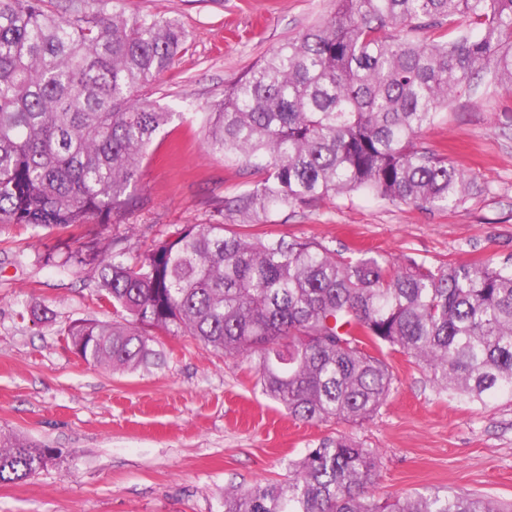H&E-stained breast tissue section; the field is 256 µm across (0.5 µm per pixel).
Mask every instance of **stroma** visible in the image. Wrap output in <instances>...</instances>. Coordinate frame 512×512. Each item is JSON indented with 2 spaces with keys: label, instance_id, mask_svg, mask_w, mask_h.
<instances>
[{
  "label": "stroma",
  "instance_id": "obj_1",
  "mask_svg": "<svg viewBox=\"0 0 512 512\" xmlns=\"http://www.w3.org/2000/svg\"><path fill=\"white\" fill-rule=\"evenodd\" d=\"M130 13L176 20L188 35L154 84L161 104L200 107L256 61L326 19L330 0H125ZM472 183L461 205L429 210L362 193L274 212L249 234L307 240L432 266L512 261V93L479 87L423 136ZM209 155L197 124L173 123L143 161L142 208L66 229L0 224V433L55 449L48 466L0 483V512H224L227 485L283 477L286 460L346 432L379 449L383 492L440 486L512 500V404L438 394L400 352L386 356L396 390L370 421L293 418L266 398L241 360L193 338L158 333L164 362L133 373L94 366L66 342L71 323L109 322L90 266L68 254L99 241L135 259L192 224L224 216L218 200L257 181ZM47 309L35 319L31 308Z\"/></svg>",
  "mask_w": 512,
  "mask_h": 512
}]
</instances>
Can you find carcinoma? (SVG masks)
<instances>
[{"mask_svg": "<svg viewBox=\"0 0 512 512\" xmlns=\"http://www.w3.org/2000/svg\"><path fill=\"white\" fill-rule=\"evenodd\" d=\"M120 0H0V224L108 223L156 137L199 122L207 151L264 177L223 200L239 225L364 192L446 209L465 174L420 139L474 80L512 91V0H334L208 110L171 112L148 91L187 34ZM459 19L452 38L430 33ZM118 319L73 322L84 361L155 364L152 328L247 362L262 392L307 422L362 423L395 391L383 348L413 358L440 393L512 402V262L429 266L345 257L312 241L252 239L193 224L135 261L97 243ZM53 450L0 434V483L43 469ZM381 455L346 434L288 461L282 479L224 488V512H512L464 490L377 497Z\"/></svg>", "mask_w": 512, "mask_h": 512, "instance_id": "1", "label": "carcinoma"}]
</instances>
